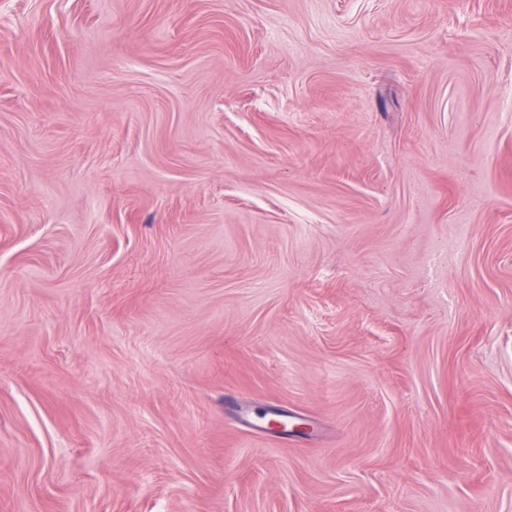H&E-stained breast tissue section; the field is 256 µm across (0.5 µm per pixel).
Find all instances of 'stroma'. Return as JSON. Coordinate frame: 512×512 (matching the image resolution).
<instances>
[{
    "mask_svg": "<svg viewBox=\"0 0 512 512\" xmlns=\"http://www.w3.org/2000/svg\"><path fill=\"white\" fill-rule=\"evenodd\" d=\"M0 512H512V0H0Z\"/></svg>",
    "mask_w": 512,
    "mask_h": 512,
    "instance_id": "35a3bbf8",
    "label": "stroma"
}]
</instances>
